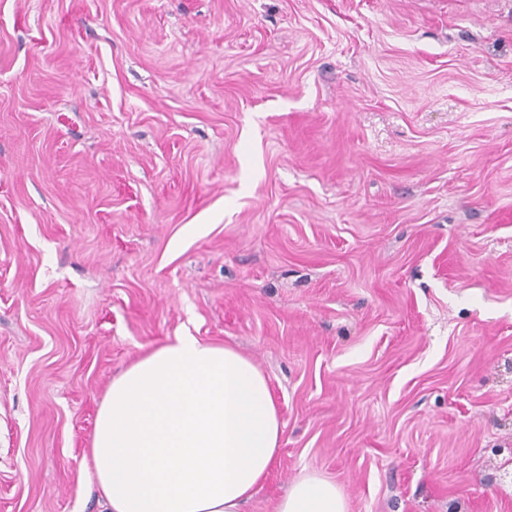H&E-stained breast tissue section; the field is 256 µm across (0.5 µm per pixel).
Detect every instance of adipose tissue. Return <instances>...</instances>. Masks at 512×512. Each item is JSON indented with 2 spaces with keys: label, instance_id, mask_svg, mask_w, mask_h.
<instances>
[{
  "label": "adipose tissue",
  "instance_id": "1",
  "mask_svg": "<svg viewBox=\"0 0 512 512\" xmlns=\"http://www.w3.org/2000/svg\"><path fill=\"white\" fill-rule=\"evenodd\" d=\"M282 425L268 380L233 347L184 334L110 384L89 450L101 512H241L274 466ZM276 512H347L305 473Z\"/></svg>",
  "mask_w": 512,
  "mask_h": 512
}]
</instances>
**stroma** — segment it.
Instances as JSON below:
<instances>
[{
    "instance_id": "35a3bbf8",
    "label": "stroma",
    "mask_w": 512,
    "mask_h": 512,
    "mask_svg": "<svg viewBox=\"0 0 512 512\" xmlns=\"http://www.w3.org/2000/svg\"><path fill=\"white\" fill-rule=\"evenodd\" d=\"M188 332L348 512H512V0H0V512H100Z\"/></svg>"
}]
</instances>
